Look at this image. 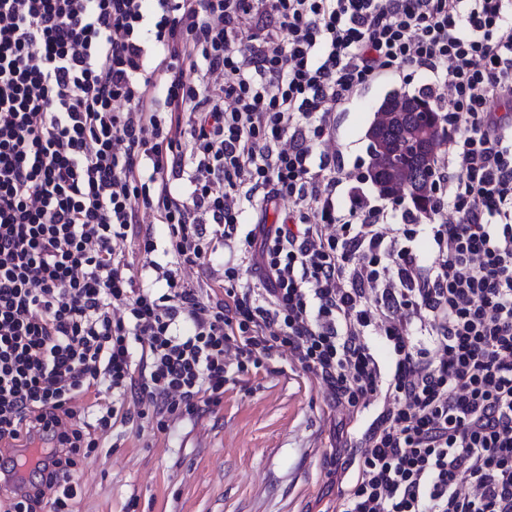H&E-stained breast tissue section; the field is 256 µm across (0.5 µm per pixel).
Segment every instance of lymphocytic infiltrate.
<instances>
[{
    "mask_svg": "<svg viewBox=\"0 0 512 512\" xmlns=\"http://www.w3.org/2000/svg\"><path fill=\"white\" fill-rule=\"evenodd\" d=\"M407 71L451 130L427 224L336 139ZM149 217L161 290L120 247ZM280 350L348 417L333 512H512V0H0V442L45 444L0 512H72L101 435ZM146 229L154 236L157 243L156 250L149 255L146 260L143 255L139 254L137 247L134 246L132 242L130 243L129 237L126 243L127 258L134 263L132 271L139 283H143L144 286L159 288L161 283H155L157 274L154 270V265L165 266L166 263L171 260V256L166 252L169 247L168 230L165 224H140L142 233H144ZM213 247L208 264L202 268H186L182 271L183 282L189 288L202 289L204 292L212 286L216 276L224 272V258L228 257L229 250L224 248L222 240H213Z\"/></svg>",
    "mask_w": 512,
    "mask_h": 512,
    "instance_id": "f902f5d3",
    "label": "lymphocytic infiltrate"
}]
</instances>
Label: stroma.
Masks as SVG:
<instances>
[{
    "label": "stroma",
    "mask_w": 512,
    "mask_h": 512,
    "mask_svg": "<svg viewBox=\"0 0 512 512\" xmlns=\"http://www.w3.org/2000/svg\"><path fill=\"white\" fill-rule=\"evenodd\" d=\"M421 74L362 91L337 122L346 168L367 160L366 131L386 93H414ZM156 250L127 245L138 282L169 262L168 230L149 227ZM346 416L324 389L276 355L259 372L235 374L213 412L180 418L160 433L117 427L77 476L75 512H331L339 488L336 445Z\"/></svg>",
    "instance_id": "1"
}]
</instances>
